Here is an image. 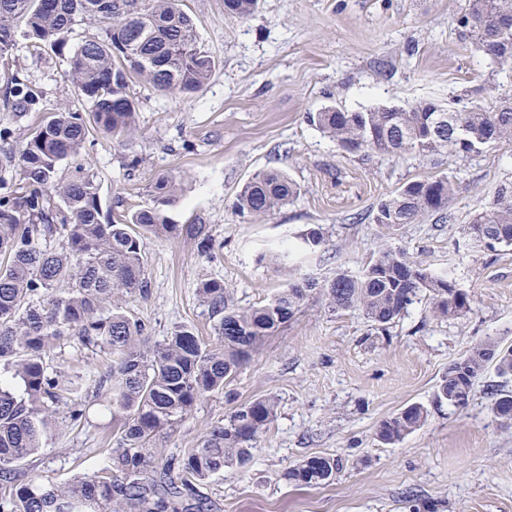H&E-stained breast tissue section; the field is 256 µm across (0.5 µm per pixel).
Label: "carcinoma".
Wrapping results in <instances>:
<instances>
[{
    "mask_svg": "<svg viewBox=\"0 0 512 512\" xmlns=\"http://www.w3.org/2000/svg\"><path fill=\"white\" fill-rule=\"evenodd\" d=\"M259 0H224L228 15L246 19ZM512 16V0H470L460 26L478 50L503 71L512 57L500 53L497 22ZM97 22L102 33L81 41L67 55L68 77L89 105V113L61 109L45 117L1 164L19 168L21 186L0 180V512H207L198 483L226 468L246 467L255 444L275 416L271 397L239 406L224 423L211 428L201 447L160 465L146 445L170 430L201 398L224 388L258 343L274 335L316 294L336 313L361 312L381 334L418 300L427 299L433 316L460 317L470 310L466 291L449 271L434 273L406 249L388 245L357 272L339 271L318 283L291 276L266 304L238 308L224 282L204 279L198 294L214 320L217 342L207 343L192 327H175L162 342L149 345L146 324L123 306L125 298L148 299L150 285L143 261L146 235L186 237L209 255L216 243L207 224H173L167 207L177 200L178 180L163 176L148 202L101 221L99 185L78 164L68 180L58 176L60 161L81 156L96 133L116 140L136 130L130 84L139 79L170 95L203 88L215 60L198 46L196 28L181 0H0V58L21 37L35 50L48 43L64 52L63 35L76 19ZM16 112L42 111V94L14 76L7 83ZM423 100L409 109L378 107L340 112L328 107L310 122L349 153L380 156L479 155L512 142V93L496 104L437 112ZM455 176L411 181L381 200L374 221L388 229L412 224L446 209ZM298 195L297 185L277 170L257 174L239 191L234 204L243 219L268 216ZM476 247L512 245V183L496 189L492 201L467 224ZM61 241L51 248L47 243ZM324 238L313 229L297 248L315 251ZM75 336L99 349L110 363L99 376L95 396L120 421L111 464L101 473L64 484L19 480V464L43 450L60 405L76 424L86 406L72 382L48 370L46 358L61 340ZM495 366L512 375V349L492 339L475 344L448 365L437 399L473 395L477 380ZM494 414L512 426V392L499 390ZM428 410L412 404L383 420L380 442L390 445L419 429ZM340 470L331 456L305 458L284 472L298 487L331 484Z\"/></svg>",
    "mask_w": 512,
    "mask_h": 512,
    "instance_id": "carcinoma-1",
    "label": "carcinoma"
}]
</instances>
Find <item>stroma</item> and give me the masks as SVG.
I'll return each instance as SVG.
<instances>
[{
	"instance_id": "35a3bbf8",
	"label": "stroma",
	"mask_w": 512,
	"mask_h": 512,
	"mask_svg": "<svg viewBox=\"0 0 512 512\" xmlns=\"http://www.w3.org/2000/svg\"><path fill=\"white\" fill-rule=\"evenodd\" d=\"M198 44L216 61L204 87L188 96L163 94L136 82L138 134L118 143L96 134L82 152L100 185L103 213L132 211L149 199L156 179L181 181L168 216L175 224H206L218 247L201 254L185 238L148 237L144 261L148 299L127 306L152 340L179 324L214 339L213 320L198 298L201 279L224 282L240 308L267 302L289 272L317 281L358 271L387 244L406 248L433 271H451L469 293L471 310L433 318L427 301L409 307L387 335L359 312L336 314L311 298L288 325L262 341L224 390L200 400L152 448L159 461L200 447L211 428L240 404L266 396L276 417L257 440L252 462L198 484L210 512H512V427L494 415L493 386L512 379L488 369L466 409L435 398L454 360L491 338L512 348V247L467 246L464 227L497 187L512 182V144L483 154L402 158L349 154L311 125L327 107L362 110L495 103L504 73L485 59L459 24L469 0H260L238 20L224 0H184ZM9 66L43 94L39 112H15L0 76V150L17 148L45 113L86 111L67 65L54 48L32 52L19 40ZM284 171L300 189L290 204L258 220L233 209L256 174ZM455 176L448 201L453 219L428 214L388 234L374 222L381 199L408 182ZM321 230L320 250L293 268L273 256L281 241ZM107 364L76 337L61 341L54 370L79 377L86 417L58 419L45 449L20 465L23 480L64 482L108 466L118 424L95 396ZM429 413L402 441L382 444L379 423L408 405ZM341 458L333 483L298 488L284 471L309 456Z\"/></svg>"
}]
</instances>
